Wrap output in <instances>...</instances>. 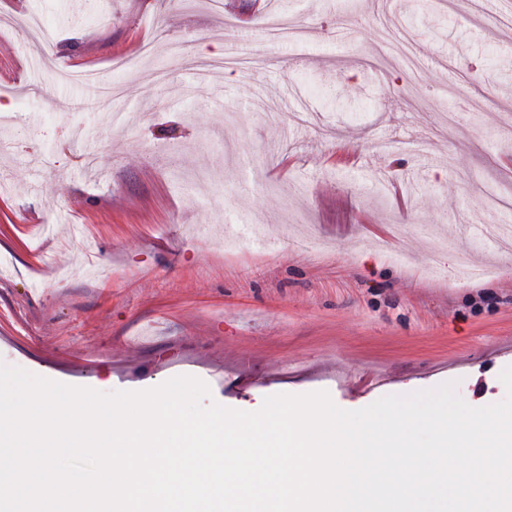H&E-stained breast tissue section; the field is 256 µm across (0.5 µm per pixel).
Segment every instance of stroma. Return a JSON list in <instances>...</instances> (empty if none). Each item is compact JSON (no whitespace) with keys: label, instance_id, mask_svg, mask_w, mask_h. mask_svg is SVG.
<instances>
[{"label":"stroma","instance_id":"stroma-1","mask_svg":"<svg viewBox=\"0 0 512 512\" xmlns=\"http://www.w3.org/2000/svg\"><path fill=\"white\" fill-rule=\"evenodd\" d=\"M0 102V364L505 398L512 0H0Z\"/></svg>","mask_w":512,"mask_h":512}]
</instances>
